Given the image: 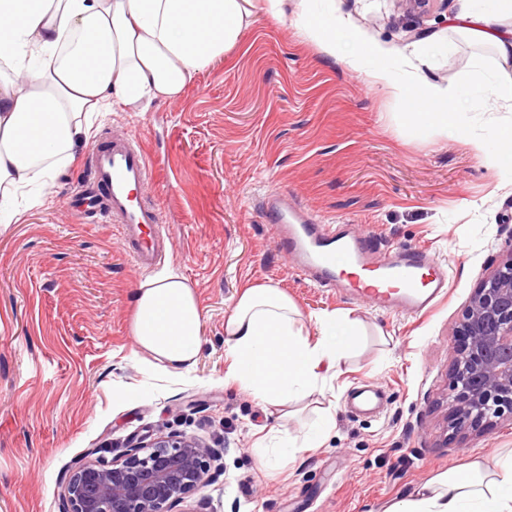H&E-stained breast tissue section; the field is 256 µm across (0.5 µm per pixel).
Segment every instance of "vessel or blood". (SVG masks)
<instances>
[{"label": "vessel or blood", "instance_id": "b4317fda", "mask_svg": "<svg viewBox=\"0 0 512 512\" xmlns=\"http://www.w3.org/2000/svg\"><path fill=\"white\" fill-rule=\"evenodd\" d=\"M85 164L88 179L70 199L71 209L82 219L97 217L115 225L136 266L155 265L170 244L151 234L162 217L148 200L153 164L142 145L127 134L112 133L95 140ZM260 204L277 242L301 274L330 284L343 268H359L368 278L355 286L370 305L418 314L431 308L448 286L445 274L424 278L430 258L423 249L396 251L377 265L367 235L322 223L281 192H267Z\"/></svg>", "mask_w": 512, "mask_h": 512}]
</instances>
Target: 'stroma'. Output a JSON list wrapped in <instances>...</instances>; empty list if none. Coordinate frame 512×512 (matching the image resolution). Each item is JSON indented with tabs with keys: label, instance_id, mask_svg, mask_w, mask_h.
<instances>
[{
	"label": "stroma",
	"instance_id": "1",
	"mask_svg": "<svg viewBox=\"0 0 512 512\" xmlns=\"http://www.w3.org/2000/svg\"><path fill=\"white\" fill-rule=\"evenodd\" d=\"M391 54L420 51L426 77L463 95L458 136L418 137L409 103L322 58L289 24L261 17L178 98L116 107L92 134L140 138L171 248L160 266L194 288L202 347L189 372H159L137 355L130 295L149 275L117 229L84 224L67 201L89 149L22 190L23 219L0 223V512H62L61 485L86 460L112 461L131 436H186L223 451L221 470L180 512H385L468 455H512V420L457 438L440 403L452 331L473 289L512 251V185L475 142L512 112L475 95L489 45L449 28L459 0L430 14L397 0H320ZM351 224L377 253L421 247L448 271L430 311L379 309L301 277L258 209L269 189ZM271 283L307 317L358 321L341 372L304 399L275 407L224 382V318L244 286ZM383 394L371 413L349 396ZM335 419L305 449L323 417Z\"/></svg>",
	"mask_w": 512,
	"mask_h": 512
}]
</instances>
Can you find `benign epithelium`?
I'll list each match as a JSON object with an SVG mask.
<instances>
[{"label":"benign epithelium","mask_w":512,"mask_h":512,"mask_svg":"<svg viewBox=\"0 0 512 512\" xmlns=\"http://www.w3.org/2000/svg\"><path fill=\"white\" fill-rule=\"evenodd\" d=\"M452 336L447 431L479 433L512 418V251L474 289ZM218 457L187 437L135 436L112 464L87 461L70 473L65 512H175L209 481Z\"/></svg>","instance_id":"7a95c632"}]
</instances>
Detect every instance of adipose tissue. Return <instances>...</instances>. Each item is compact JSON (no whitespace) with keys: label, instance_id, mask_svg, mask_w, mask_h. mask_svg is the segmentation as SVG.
Here are the masks:
<instances>
[{"label":"adipose tissue","instance_id":"adipose-tissue-1","mask_svg":"<svg viewBox=\"0 0 512 512\" xmlns=\"http://www.w3.org/2000/svg\"><path fill=\"white\" fill-rule=\"evenodd\" d=\"M0 0V223L18 221L19 189L50 178V158L88 139V118L107 105L143 106L177 98L235 46L258 17L291 19L297 34L327 59L365 75L377 89L414 98V135L448 136L460 127L454 85L428 82L408 56L365 41L352 22L319 11L317 0ZM460 0L454 29L490 45L499 69L481 89L512 112V0L474 9ZM130 334L168 373L194 367L202 313L186 279L167 270L132 294ZM301 313L272 284L245 287L224 320V381L276 406L304 398L325 373L338 372L353 323L332 316L304 334ZM386 512H512V457L488 466L472 457L392 503Z\"/></svg>","mask_w":512,"mask_h":512}]
</instances>
